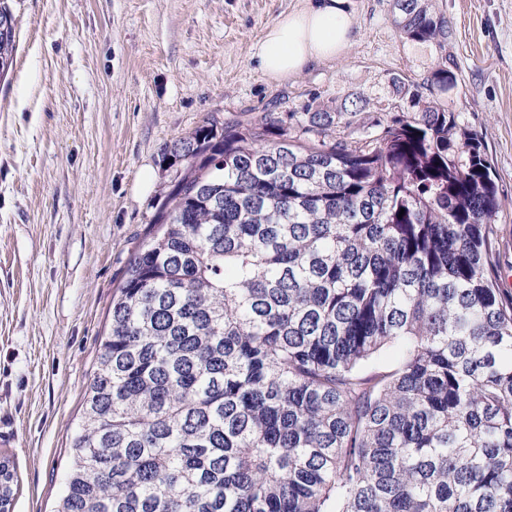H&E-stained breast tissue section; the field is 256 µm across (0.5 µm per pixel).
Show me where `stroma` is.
Segmentation results:
<instances>
[{"label": "stroma", "mask_w": 512, "mask_h": 512, "mask_svg": "<svg viewBox=\"0 0 512 512\" xmlns=\"http://www.w3.org/2000/svg\"><path fill=\"white\" fill-rule=\"evenodd\" d=\"M343 56L269 83L266 27L305 0H8L18 46L0 79V458L9 512H55L112 291L175 175L169 151L204 119L398 111L401 76L427 99L447 63L449 109L482 137L505 206L498 284L512 292V0H433L446 49L406 41L394 0H353ZM429 82L430 88L436 89L437 92L443 94L454 90L457 87L458 79L456 74L452 70L448 69V65L442 62L431 72L430 79H428V85Z\"/></svg>", "instance_id": "obj_1"}]
</instances>
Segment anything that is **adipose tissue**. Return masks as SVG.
<instances>
[{
	"mask_svg": "<svg viewBox=\"0 0 512 512\" xmlns=\"http://www.w3.org/2000/svg\"><path fill=\"white\" fill-rule=\"evenodd\" d=\"M352 0H306L270 24L258 46V68L273 83L345 54L355 38Z\"/></svg>",
	"mask_w": 512,
	"mask_h": 512,
	"instance_id": "1",
	"label": "adipose tissue"
}]
</instances>
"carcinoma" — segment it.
I'll return each instance as SVG.
<instances>
[{
  "instance_id": "obj_1",
  "label": "carcinoma",
  "mask_w": 512,
  "mask_h": 512,
  "mask_svg": "<svg viewBox=\"0 0 512 512\" xmlns=\"http://www.w3.org/2000/svg\"><path fill=\"white\" fill-rule=\"evenodd\" d=\"M393 22L448 43L429 0ZM15 51L0 0V78ZM393 84L403 108L367 123L356 96L174 144L57 512H512L504 202L478 133Z\"/></svg>"
}]
</instances>
